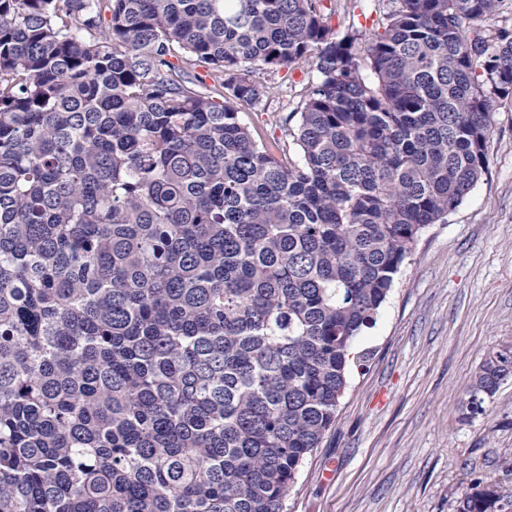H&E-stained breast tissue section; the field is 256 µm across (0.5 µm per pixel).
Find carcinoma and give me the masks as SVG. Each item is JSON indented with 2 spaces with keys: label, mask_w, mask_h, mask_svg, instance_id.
I'll use <instances>...</instances> for the list:
<instances>
[{
  "label": "carcinoma",
  "mask_w": 512,
  "mask_h": 512,
  "mask_svg": "<svg viewBox=\"0 0 512 512\" xmlns=\"http://www.w3.org/2000/svg\"><path fill=\"white\" fill-rule=\"evenodd\" d=\"M502 2L340 30L323 0H0V512H284L356 340L488 170ZM283 69L315 73L286 164L239 117ZM458 512L512 495L477 475Z\"/></svg>",
  "instance_id": "obj_1"
}]
</instances>
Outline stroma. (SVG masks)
I'll return each instance as SVG.
<instances>
[{"instance_id":"35a3bbf8","label":"stroma","mask_w":512,"mask_h":512,"mask_svg":"<svg viewBox=\"0 0 512 512\" xmlns=\"http://www.w3.org/2000/svg\"><path fill=\"white\" fill-rule=\"evenodd\" d=\"M305 74L263 76L240 109L257 141L294 154ZM489 168L447 223L429 225L375 326L357 341L335 424L301 467L287 512H456L475 474L512 493V379L462 417L470 377L512 347V102L494 114Z\"/></svg>"}]
</instances>
